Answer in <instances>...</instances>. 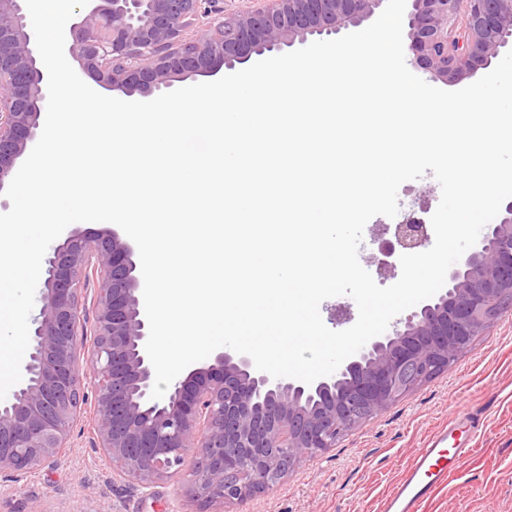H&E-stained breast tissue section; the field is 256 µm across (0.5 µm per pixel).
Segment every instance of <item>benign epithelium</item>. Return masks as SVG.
<instances>
[{
	"instance_id": "7a95c632",
	"label": "benign epithelium",
	"mask_w": 512,
	"mask_h": 512,
	"mask_svg": "<svg viewBox=\"0 0 512 512\" xmlns=\"http://www.w3.org/2000/svg\"><path fill=\"white\" fill-rule=\"evenodd\" d=\"M387 0H264L224 12V0H89L76 10L65 48L104 87L149 97L176 81L215 75L309 38L359 28ZM409 65L455 86L489 68L512 44V0H407ZM204 33L186 40V30ZM41 62L25 0H0V192L37 140L47 108ZM400 246L428 240L422 221L396 227ZM133 246L112 230L72 232L52 248L33 319L22 379L0 401V474L18 478L67 447L82 391L79 361L87 335L79 285L97 288L90 364L98 447L118 473L148 487L177 475L200 452L187 494L202 505L234 503L267 491L307 456L336 447L359 420L387 409L468 352L512 295V201L499 221L448 272V289L372 338L330 376L311 384L273 378L229 349L151 398L149 325ZM274 448L286 452L275 455ZM230 472L246 479L235 482Z\"/></svg>"
}]
</instances>
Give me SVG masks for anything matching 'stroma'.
Returning <instances> with one entry per match:
<instances>
[{"mask_svg":"<svg viewBox=\"0 0 512 512\" xmlns=\"http://www.w3.org/2000/svg\"><path fill=\"white\" fill-rule=\"evenodd\" d=\"M441 198L432 175L405 182L397 218L373 217L365 226L358 257L382 287L401 276L394 244L398 218L415 212L430 221ZM391 269L380 273L378 264ZM84 400L69 446L53 464L29 471L21 482L0 477V512H198L186 492L196 451L182 474L143 488L117 476L111 458L97 448L94 376L82 359ZM480 423L472 452L436 489L421 512H512V311L504 313L446 372L365 421L325 454L304 459L271 490L208 512H381L382 501L428 437L457 413Z\"/></svg>","mask_w":512,"mask_h":512,"instance_id":"35a3bbf8","label":"stroma"}]
</instances>
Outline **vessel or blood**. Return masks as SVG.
Here are the masks:
<instances>
[{"mask_svg":"<svg viewBox=\"0 0 512 512\" xmlns=\"http://www.w3.org/2000/svg\"><path fill=\"white\" fill-rule=\"evenodd\" d=\"M476 431L477 419L472 415L435 431L386 496L383 512H420L422 504L470 452Z\"/></svg>","mask_w":512,"mask_h":512,"instance_id":"vessel-or-blood-1","label":"vessel or blood"}]
</instances>
